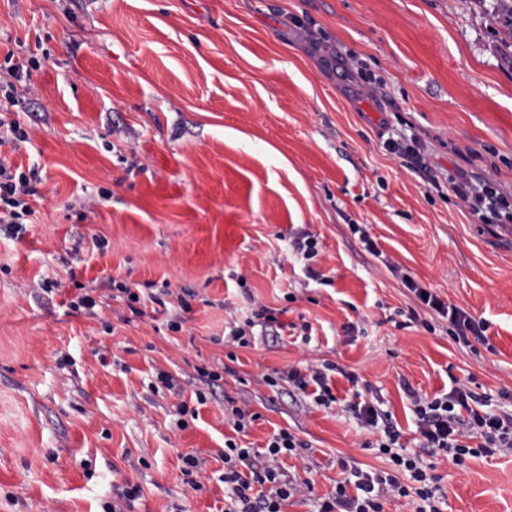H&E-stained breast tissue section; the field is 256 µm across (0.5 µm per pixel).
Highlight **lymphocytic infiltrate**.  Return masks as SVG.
I'll list each match as a JSON object with an SVG mask.
<instances>
[{
    "label": "lymphocytic infiltrate",
    "instance_id": "obj_1",
    "mask_svg": "<svg viewBox=\"0 0 512 512\" xmlns=\"http://www.w3.org/2000/svg\"><path fill=\"white\" fill-rule=\"evenodd\" d=\"M450 189L469 206L470 214L484 224H512V202L496 185L476 175L450 179ZM35 190L25 172L13 169L7 159L0 158V223L13 231L23 228V217L32 213L27 202ZM404 286L419 302L446 319L455 340L473 338L486 342L485 321L473 318L464 309L448 304L422 287L408 273H401ZM292 384L298 391H312L317 404L335 402L331 378L325 369L307 365L292 366L278 377H266L269 386L278 381ZM406 394L416 417L420 446L417 453L400 451L401 432L390 415L370 400H350L346 407L368 431L380 434L379 451L388 456L391 469L377 473L353 466L337 481L336 490L319 503L318 512H384L385 504L402 506L404 500L417 497L415 512H440L438 502L442 488L435 476L422 467L423 455L440 452L450 455L454 464L466 457L494 454L496 450H512V412L489 413L485 400L466 385L457 383L448 394L427 398L414 389ZM305 443L288 430L273 434L266 453L239 446L235 440L224 443V475L230 505L225 512H283L288 501L309 488L308 480L288 476L275 461L280 456L297 454Z\"/></svg>",
    "mask_w": 512,
    "mask_h": 512
}]
</instances>
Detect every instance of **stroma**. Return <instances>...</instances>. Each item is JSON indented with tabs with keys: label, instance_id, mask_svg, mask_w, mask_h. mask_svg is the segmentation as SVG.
Returning <instances> with one entry per match:
<instances>
[{
	"label": "stroma",
	"instance_id": "stroma-1",
	"mask_svg": "<svg viewBox=\"0 0 512 512\" xmlns=\"http://www.w3.org/2000/svg\"><path fill=\"white\" fill-rule=\"evenodd\" d=\"M498 7L0 0V90L29 135L0 155L37 190L22 236L0 224V512H224L235 400L259 415L237 443L260 450L281 429L307 443L280 467L312 483L285 512H314L341 461L389 463L340 407L345 378L333 375L327 408L263 383L298 363L357 373L411 451L406 388L439 396L458 381L512 411V237L448 188L473 173L512 194V39ZM411 133L421 173L387 146ZM300 234L317 238L315 259L293 253ZM402 270L485 321L486 343L455 341ZM112 277L139 292L140 315L111 298ZM86 293L95 315L68 311ZM256 303L282 327L235 348L233 317ZM227 363L217 389L200 381ZM188 453L206 462L198 491L181 472ZM424 464L442 512H512V451Z\"/></svg>",
	"mask_w": 512,
	"mask_h": 512
}]
</instances>
